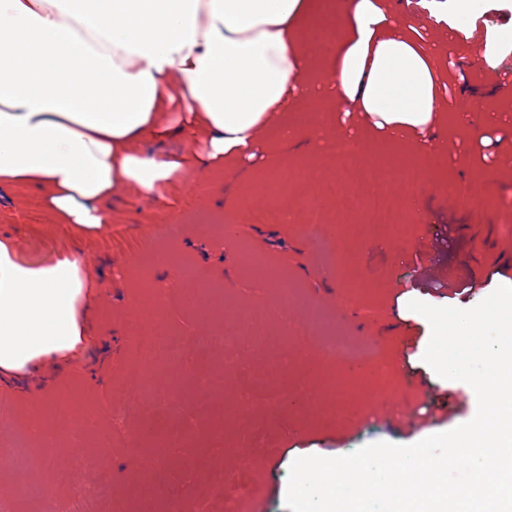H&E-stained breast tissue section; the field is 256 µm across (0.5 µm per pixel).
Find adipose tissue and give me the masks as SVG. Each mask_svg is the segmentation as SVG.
<instances>
[{"label":"adipose tissue","instance_id":"ef3b65f1","mask_svg":"<svg viewBox=\"0 0 512 512\" xmlns=\"http://www.w3.org/2000/svg\"><path fill=\"white\" fill-rule=\"evenodd\" d=\"M391 0H0V189L33 187L72 231L111 222L120 190L154 197L195 163L254 156L261 129L317 127L327 100L394 139L446 117L447 60ZM338 23L331 67L304 29ZM179 103V128L166 107ZM200 152L177 158L172 133ZM86 279L0 241V368L74 348Z\"/></svg>","mask_w":512,"mask_h":512}]
</instances>
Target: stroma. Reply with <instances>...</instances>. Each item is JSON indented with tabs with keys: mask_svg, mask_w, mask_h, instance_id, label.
Here are the masks:
<instances>
[{
	"mask_svg": "<svg viewBox=\"0 0 512 512\" xmlns=\"http://www.w3.org/2000/svg\"><path fill=\"white\" fill-rule=\"evenodd\" d=\"M392 9L425 39L438 41L454 61L447 108L459 135L444 127L391 140L360 113L346 120L327 112L318 135L300 146L283 135L291 119L286 113L260 131L253 162L225 163L220 179L199 171L158 198L124 188L112 204L109 226L80 235L57 224L35 190L0 197V238L12 241L24 259L47 265L65 249L80 259L89 319L87 336L72 352L37 359L20 372L0 371V394L8 398L0 409V512H68L76 482L93 478L92 469L75 468L91 447L112 473L111 493L97 512H166L170 493L185 499L204 495V512H225L222 492L242 478L264 512H290L285 495L296 458L339 457L376 442L411 445L475 415L471 386L429 376L423 355L430 325L408 304L420 300L469 309L498 286H512V263L500 260L512 252V123L484 122L488 105L512 104V0H474L463 24L457 0H447L449 23L443 27L420 0H392ZM476 127L481 135L469 136ZM340 140L359 147L352 177L397 165L420 168L422 182L406 204V236L389 239L372 228L366 213L330 196L324 201L325 221L315 227L322 243L314 245L299 207L308 189L302 176L312 171L321 182L335 179L347 163L336 153ZM284 169L293 179L276 185ZM476 173L486 177L481 191L486 205L459 208L456 192L472 184ZM246 201L286 217L251 220L242 209ZM164 224L181 225L177 241L160 236ZM244 247L266 257L271 278L240 265ZM161 260L168 263L161 306L146 319L140 314L144 289L152 264ZM338 261L343 269L331 287L323 276ZM185 265L193 269V280L182 279ZM282 275L301 290L289 319L321 310L335 321L339 335L375 343V355L336 363L324 361L315 349L295 348L288 363H281L285 320L276 318L265 326L264 353L247 350L241 356L253 388L270 395L267 405L242 407L244 390L233 369L221 367L216 344L190 351L182 371L155 374V398L129 405L138 329L213 334L222 315L239 321L241 334H248L252 310L276 302V279ZM351 281L357 289H348ZM381 364L396 375L389 400L393 417L355 424L364 397L388 386L376 372ZM406 367L426 376L427 394L408 389L400 376ZM198 377L215 378L217 393L199 394ZM458 394L464 405L434 425L410 428L395 418L405 405L438 404ZM170 395L182 400L194 439L171 442L157 459L146 453L145 433L172 430L163 408ZM88 409L95 415L82 446H69L72 420ZM37 422L55 436L60 453L8 455L20 442L35 447ZM101 432L111 434L110 447L96 448ZM142 469L154 470L152 487L141 483ZM29 480L39 482L44 494H20Z\"/></svg>",
	"mask_w": 512,
	"mask_h": 512,
	"instance_id": "35a3bbf8",
	"label": "stroma"
}]
</instances>
